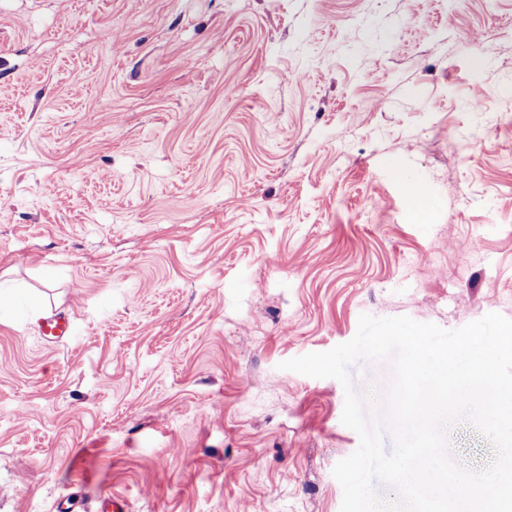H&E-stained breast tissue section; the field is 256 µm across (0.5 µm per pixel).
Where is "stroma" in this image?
Instances as JSON below:
<instances>
[{"mask_svg": "<svg viewBox=\"0 0 512 512\" xmlns=\"http://www.w3.org/2000/svg\"><path fill=\"white\" fill-rule=\"evenodd\" d=\"M0 286V512H340L344 389L280 364L512 319V0H0ZM39 335L41 338L52 344L65 340L70 335V323L62 313L52 314L42 319Z\"/></svg>", "mask_w": 512, "mask_h": 512, "instance_id": "stroma-1", "label": "stroma"}]
</instances>
